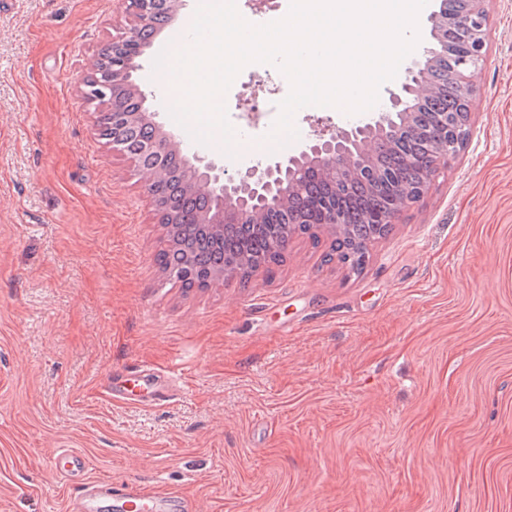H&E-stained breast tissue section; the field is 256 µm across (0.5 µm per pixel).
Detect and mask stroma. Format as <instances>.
<instances>
[{
    "label": "stroma",
    "mask_w": 512,
    "mask_h": 512,
    "mask_svg": "<svg viewBox=\"0 0 512 512\" xmlns=\"http://www.w3.org/2000/svg\"><path fill=\"white\" fill-rule=\"evenodd\" d=\"M485 9L471 137L362 270L317 231L187 289L155 262L145 174L80 94L133 23L121 0H0V512H65L59 448L196 512H512V0ZM170 45L159 30L133 74L167 131ZM369 119L299 112L284 147L269 121L193 151L232 171ZM145 365L179 367L172 398L111 399Z\"/></svg>",
    "instance_id": "obj_1"
}]
</instances>
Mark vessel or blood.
<instances>
[{"mask_svg": "<svg viewBox=\"0 0 512 512\" xmlns=\"http://www.w3.org/2000/svg\"><path fill=\"white\" fill-rule=\"evenodd\" d=\"M133 382L139 389V400L157 403L167 395L158 372L144 368L134 372ZM53 473L65 483L80 481L82 489L67 500V512H96L101 500L113 502L115 512H188V504L171 492L157 493L135 482L114 483L90 475L87 456L74 448H63L50 458Z\"/></svg>", "mask_w": 512, "mask_h": 512, "instance_id": "obj_1", "label": "vessel or blood"}]
</instances>
